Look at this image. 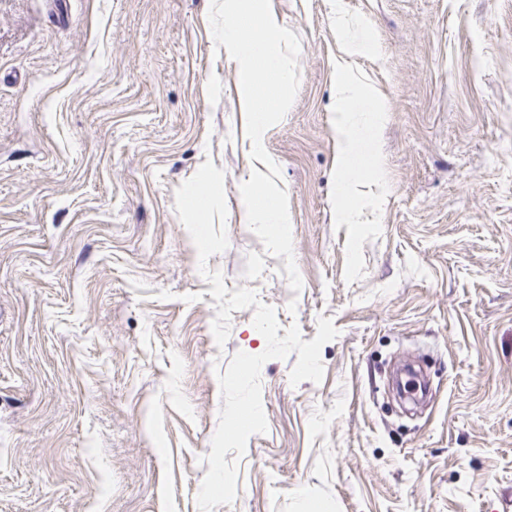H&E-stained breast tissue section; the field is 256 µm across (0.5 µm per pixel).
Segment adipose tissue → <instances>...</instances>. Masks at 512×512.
<instances>
[{
  "mask_svg": "<svg viewBox=\"0 0 512 512\" xmlns=\"http://www.w3.org/2000/svg\"><path fill=\"white\" fill-rule=\"evenodd\" d=\"M386 121V108L374 91L360 81L345 78L336 90V139L338 168H350L360 134L377 131Z\"/></svg>",
  "mask_w": 512,
  "mask_h": 512,
  "instance_id": "ef3b65f1",
  "label": "adipose tissue"
}]
</instances>
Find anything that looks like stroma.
<instances>
[{
	"mask_svg": "<svg viewBox=\"0 0 512 512\" xmlns=\"http://www.w3.org/2000/svg\"><path fill=\"white\" fill-rule=\"evenodd\" d=\"M300 39L295 101L264 146L294 258L249 228L239 76L210 0H0V512H199L203 458L252 309L224 347L175 209L205 161L225 173L227 249L207 266L253 289L321 350L260 373L268 430L227 453L213 512H512V0H271ZM376 51L348 54L336 15ZM389 110L336 219V83ZM381 160L384 187L368 178ZM296 311H289V302ZM429 353L427 404L399 417L382 356Z\"/></svg>",
	"mask_w": 512,
	"mask_h": 512,
	"instance_id": "stroma-1",
	"label": "stroma"
}]
</instances>
